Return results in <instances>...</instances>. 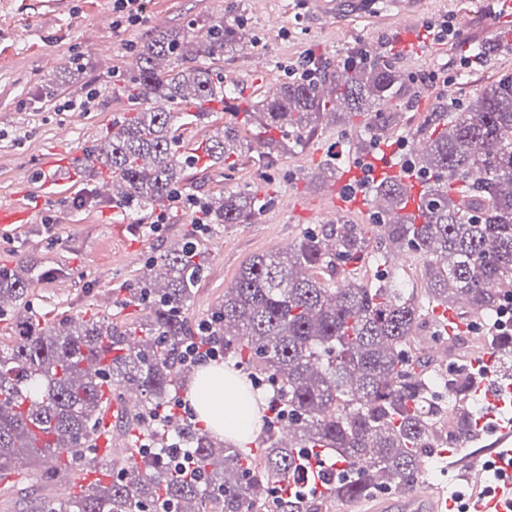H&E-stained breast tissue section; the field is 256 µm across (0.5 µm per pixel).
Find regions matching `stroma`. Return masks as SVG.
Here are the masks:
<instances>
[{"mask_svg":"<svg viewBox=\"0 0 512 512\" xmlns=\"http://www.w3.org/2000/svg\"><path fill=\"white\" fill-rule=\"evenodd\" d=\"M150 0L147 16L137 25H117L112 0H0V203H40L34 224H0V266L34 265L64 269L65 277L46 280L33 291L34 308L53 318L68 311L85 317L111 312L117 289L140 278L148 258L171 247L192 229L196 215L185 198L217 196L250 185L272 197L273 204L245 224H211L200 238L209 271L189 308L201 317L224 296L241 265L252 255L287 247L308 228L326 224L321 212L323 188L329 180L322 165L337 155L355 154L360 134L345 116L322 121L303 148L285 150L274 159L250 161L233 173L215 166L189 173L184 198L176 202L168 224L153 230L151 211L127 214L95 193L96 182L82 179L66 206L39 201L29 181L50 154L66 156L97 144L113 117L130 111L123 90L130 72L133 46L153 30L154 17H164V30L193 28L203 32L225 9L247 19L253 45L224 55L218 62L228 85L248 83L258 95L273 86L303 51L335 70L355 47H367L398 59L404 53L391 0H345V12L318 20L310 0ZM502 0H413L418 26L448 14L460 37L454 47L423 40L420 52L404 75L426 70L455 71L461 59L481 52V68L464 73L451 84L418 93L408 90L402 119L383 138L399 149L400 160L422 137L430 113L447 101L476 98L500 75L512 73V15L501 13ZM82 68L70 69L72 59ZM94 87L97 98L85 112H62L58 106ZM391 270L400 287L423 285L420 258L404 256L387 266L368 263L360 279L378 286L383 270ZM496 316H484L478 331H465L455 342L439 338L432 317H425L416 343L433 353H446L448 364L467 369L475 351L485 350L496 336Z\"/></svg>","mask_w":512,"mask_h":512,"instance_id":"1","label":"stroma"}]
</instances>
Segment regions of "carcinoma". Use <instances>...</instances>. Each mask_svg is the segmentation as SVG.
I'll return each mask as SVG.
<instances>
[{"mask_svg":"<svg viewBox=\"0 0 512 512\" xmlns=\"http://www.w3.org/2000/svg\"><path fill=\"white\" fill-rule=\"evenodd\" d=\"M243 27V19L224 14L201 36L158 31L135 47L127 92L138 108L113 119L112 134L93 150L117 187L114 206L156 213L181 194L186 170H235L251 158L243 125L259 129L264 156L272 158L290 143L302 146L327 118L330 100L320 94L326 74L311 81L288 76L246 101L243 119L233 112L224 131L184 143L186 116L174 106L222 104L232 95L223 70L194 61L237 48ZM342 71L347 79L336 84V95L347 102L362 142L385 136L400 120L394 102L405 94L403 73L376 54L363 62L351 54ZM413 160L425 176L421 223L399 214L402 183L384 181L374 197L379 238L424 261L419 292L369 288L354 276L365 245L356 224L308 228L281 251L253 255L224 299L199 319L188 310L208 263L193 237L151 257L150 277L116 301L119 309L133 304L143 312L124 325L106 313L41 320L30 305L32 286L63 271L0 268V304L10 301L0 317L17 316L10 342L0 346V490L19 484L10 476L20 458L47 479L62 467L86 469L99 418L132 389L140 406L116 419L137 439L98 460L111 481L64 498L43 495L32 512H272L273 492L297 473L300 454L320 447L335 452L350 474L330 485L328 497L338 501L390 487L385 475L417 483L420 460L442 433L458 440L473 426L466 375H448L454 416L434 401L427 375L434 356L413 346L425 312L466 295L473 309L495 314L512 296V75L451 114L432 113ZM474 169L485 172L482 182L453 187ZM270 203L245 185L190 206L208 223L225 225L243 224ZM194 337L218 341L252 387L271 390L278 410L256 452L169 411L194 368L180 358ZM175 442L193 455L199 479L167 466L164 449ZM144 443L151 452L141 450Z\"/></svg>","mask_w":512,"mask_h":512,"instance_id":"cac0c4a2","label":"carcinoma"}]
</instances>
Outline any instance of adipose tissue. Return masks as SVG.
I'll use <instances>...</instances> for the list:
<instances>
[{"label": "adipose tissue", "instance_id": "obj_1", "mask_svg": "<svg viewBox=\"0 0 512 512\" xmlns=\"http://www.w3.org/2000/svg\"><path fill=\"white\" fill-rule=\"evenodd\" d=\"M246 383L236 372L203 364L186 397L200 420L215 434L245 444L260 430L263 398H244Z\"/></svg>", "mask_w": 512, "mask_h": 512}]
</instances>
